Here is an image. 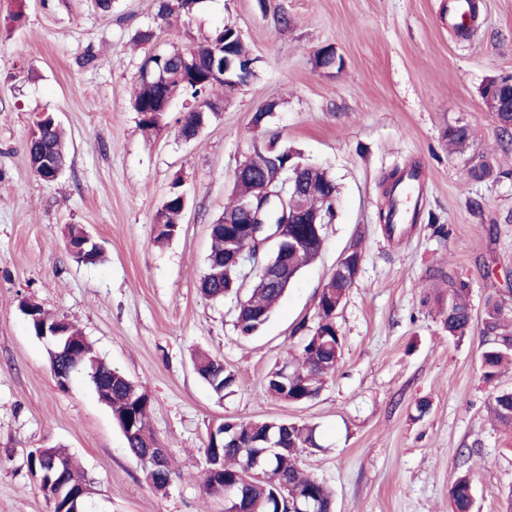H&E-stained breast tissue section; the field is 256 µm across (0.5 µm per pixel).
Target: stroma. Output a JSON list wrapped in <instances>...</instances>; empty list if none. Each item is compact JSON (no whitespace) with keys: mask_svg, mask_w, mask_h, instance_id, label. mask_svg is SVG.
<instances>
[{"mask_svg":"<svg viewBox=\"0 0 512 512\" xmlns=\"http://www.w3.org/2000/svg\"><path fill=\"white\" fill-rule=\"evenodd\" d=\"M448 2L206 0L170 27L160 0H113L108 12L95 0H0V512H52L27 465L30 451L51 446L90 481L87 512H224L223 496L203 487L202 463L210 431L229 416L315 427L319 446L299 459L332 489L335 512H448V486L465 464L478 512H503L512 441L489 405L494 387L512 388V368L483 382L480 337H448L428 271L444 263L468 278L477 318L490 294L512 291V152L500 151L480 96L489 77L512 73V0H477L463 37L448 24ZM226 24L259 59L251 83L215 90L218 110L192 141L179 135L180 99L159 126L143 127L134 91L145 54ZM145 30L153 43L137 44ZM327 45L342 67L317 66ZM41 112L56 113L68 136V164L53 182L35 177L26 153ZM455 121L471 126L498 178L470 180L465 156L449 153L442 133ZM272 137L327 169L336 217L264 329L244 338L236 297L211 301L199 282L235 169ZM411 165L421 171L419 219L390 234L378 219L382 181ZM176 181L187 197L180 231L156 246V215ZM72 225L103 246L102 263L71 260ZM355 245L363 261L336 313L335 372L310 402L270 396L269 373L314 328L317 296ZM26 298L75 325L150 395L151 427L174 459L166 490L147 481L85 375L57 386L48 344L19 309ZM197 350L223 358L233 392L217 398L198 377Z\"/></svg>","mask_w":512,"mask_h":512,"instance_id":"obj_1","label":"stroma"}]
</instances>
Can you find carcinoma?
Masks as SVG:
<instances>
[{
  "instance_id": "cac0c4a2",
  "label": "carcinoma",
  "mask_w": 512,
  "mask_h": 512,
  "mask_svg": "<svg viewBox=\"0 0 512 512\" xmlns=\"http://www.w3.org/2000/svg\"><path fill=\"white\" fill-rule=\"evenodd\" d=\"M204 0H161L159 17L168 25L182 21L200 10ZM161 65L164 77L156 82L139 74L134 108L142 116L146 128L154 127L158 117L165 112L167 103L178 96L197 100L218 87L224 86V62L229 60L243 84L256 76L257 58L253 57L239 31L224 26L214 31L205 41L193 46V54L183 58L181 50L162 52ZM207 110L189 108L184 119V131H189L209 120L217 106L207 101ZM448 148L459 154L473 146L469 125L459 121L448 125L443 132ZM26 151L34 174L43 181L57 179V173L65 169L67 155L64 134L60 122L47 114L34 121ZM301 161L299 153L284 149L273 137L254 147V152L243 162L245 172L235 180L236 194L224 208V213L210 225L211 247L206 258V271L200 280L202 293L212 300H222L231 293H238L241 272L224 262V255L233 247L236 234L243 231L249 220L245 205L259 208L264 203L260 195L258 178L265 174L268 180L277 177L281 167H291ZM467 174L476 182L487 181L495 176L493 164L487 157L474 153L468 158ZM303 178L306 188L299 198L300 207L318 212L332 221L336 199V185L326 170L304 164ZM182 190L168 194L158 212L153 243L163 244L173 239L180 229L183 213ZM288 235V268L299 273L320 253L324 237L307 232L305 224L285 225ZM69 257L78 264H96L103 258L102 247L88 238V231L72 226L68 231ZM429 278L444 288L442 299L443 325L448 336L461 339L473 328L470 304V282L453 268L435 266L429 269ZM351 283L333 274L324 285L317 300L318 321L311 333L304 337L297 354H285L282 362L290 365L294 381L288 387L281 386L273 377L267 378L266 389L277 399H289L304 403L315 399L325 378L335 370L336 347L342 346L336 326V307L341 305ZM285 289L277 288L261 278H256L247 289L242 305L237 310L235 328L239 335L251 337L259 334L269 321L274 304L284 295ZM20 309L26 316L29 328L35 336L40 330L53 329L58 320L48 316L33 301H23ZM66 336L78 340V345L49 355L53 377L66 374L73 366L85 372L99 398L112 410V416L124 434L129 452L137 457L146 443L156 441L149 426L152 400L148 393L122 372L97 355L92 343L71 324H64ZM482 379L491 384L501 368L512 363V306L499 296L487 298L480 323ZM199 377L219 397L236 384L235 375L224 367V361L207 354H199L194 360ZM491 408L495 419L503 426L512 428V389L492 392ZM280 443L281 451L271 457L266 472L260 478L249 477L240 481L238 494L241 502L255 508V512H287V506L312 501L318 512H333V493L322 481L306 476L298 465V456L305 448H316L315 429L295 422L281 420L226 419L211 431L204 448L205 487L209 494L217 495L224 490V483L234 480L243 472L244 449L261 447L266 438ZM61 459L64 466L49 471L47 464ZM30 473L39 482L41 490L53 503V512H73V492L89 486V482L77 470L71 458L58 448H38L28 454ZM146 479L157 490L167 488L174 471L171 459L161 467L144 468ZM470 470L459 472L448 488L449 512H473L474 500Z\"/></svg>"
}]
</instances>
